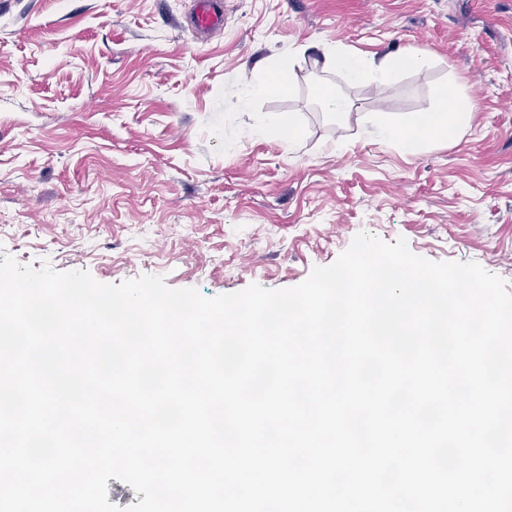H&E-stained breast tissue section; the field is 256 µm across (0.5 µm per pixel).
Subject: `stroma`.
<instances>
[{"label":"stroma","mask_w":512,"mask_h":512,"mask_svg":"<svg viewBox=\"0 0 512 512\" xmlns=\"http://www.w3.org/2000/svg\"><path fill=\"white\" fill-rule=\"evenodd\" d=\"M218 4L206 37L195 0H0V255L212 297L296 286L366 231L512 283V0ZM327 45L424 65L370 88L314 67ZM268 67L290 88L244 101ZM445 92L476 103L461 141L378 143L370 113ZM321 100L328 112H333L339 118H344L350 114L353 103L345 96L337 93L335 89L324 88L321 94Z\"/></svg>","instance_id":"obj_1"}]
</instances>
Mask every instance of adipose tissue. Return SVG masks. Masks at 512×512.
Returning a JSON list of instances; mask_svg holds the SVG:
<instances>
[{"label":"adipose tissue","mask_w":512,"mask_h":512,"mask_svg":"<svg viewBox=\"0 0 512 512\" xmlns=\"http://www.w3.org/2000/svg\"><path fill=\"white\" fill-rule=\"evenodd\" d=\"M322 57L324 67L343 72L352 82L379 86L387 84L398 71L416 69L422 64V58L417 54L408 53L394 58L385 56L368 61L332 46L324 47ZM473 114L474 107L470 101L455 97L442 99L434 111L410 113L400 124L394 123L386 112L374 113L372 122L381 143H396L405 152L416 154L430 139H462Z\"/></svg>","instance_id":"1"}]
</instances>
